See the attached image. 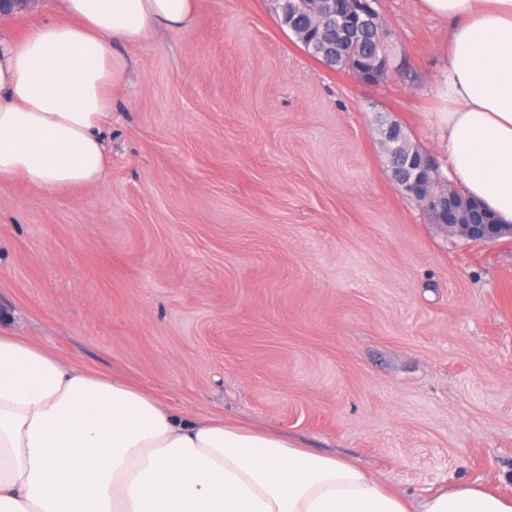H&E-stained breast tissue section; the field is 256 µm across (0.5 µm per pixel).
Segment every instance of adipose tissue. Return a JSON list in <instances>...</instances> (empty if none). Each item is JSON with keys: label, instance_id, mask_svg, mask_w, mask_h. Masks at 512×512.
Listing matches in <instances>:
<instances>
[{"label": "adipose tissue", "instance_id": "1", "mask_svg": "<svg viewBox=\"0 0 512 512\" xmlns=\"http://www.w3.org/2000/svg\"><path fill=\"white\" fill-rule=\"evenodd\" d=\"M448 26L436 133L464 195L512 224V0H419ZM196 0H59L0 36V179L51 197L104 184L116 47L179 32ZM0 512H512L481 486L412 500L287 436L188 418L150 391L0 334Z\"/></svg>", "mask_w": 512, "mask_h": 512}]
</instances>
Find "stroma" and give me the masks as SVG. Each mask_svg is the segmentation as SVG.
Instances as JSON below:
<instances>
[{
	"label": "stroma",
	"instance_id": "1",
	"mask_svg": "<svg viewBox=\"0 0 512 512\" xmlns=\"http://www.w3.org/2000/svg\"><path fill=\"white\" fill-rule=\"evenodd\" d=\"M396 66L312 58L274 0H198L119 46L105 185L0 180V331L349 458L410 497L512 496V237L449 234L402 194L379 124L432 128L448 28L377 0Z\"/></svg>",
	"mask_w": 512,
	"mask_h": 512
}]
</instances>
